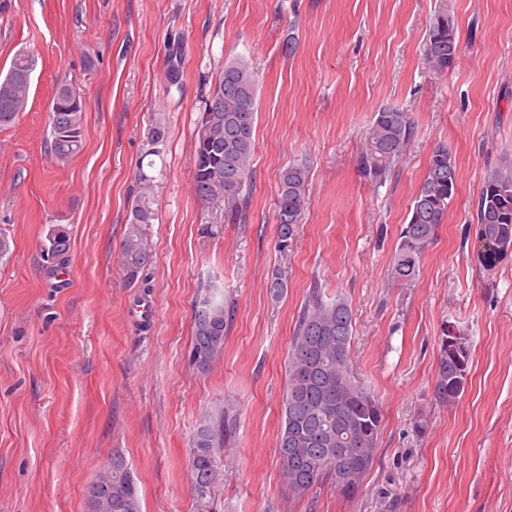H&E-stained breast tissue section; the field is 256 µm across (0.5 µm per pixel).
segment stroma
Listing matches in <instances>:
<instances>
[{
    "instance_id": "35a3bbf8",
    "label": "stroma",
    "mask_w": 512,
    "mask_h": 512,
    "mask_svg": "<svg viewBox=\"0 0 512 512\" xmlns=\"http://www.w3.org/2000/svg\"><path fill=\"white\" fill-rule=\"evenodd\" d=\"M443 1L460 55L440 74L425 42ZM20 52L36 61L29 106L0 129V512H87L84 491L116 454L141 512H512V256L486 269L468 235L485 173L512 150V0H0V74ZM230 60L258 78L240 224L193 186L197 122ZM64 81L83 89L86 111L83 148L61 168L48 113ZM385 108L408 112L415 134L376 183L360 159ZM440 142L456 159L457 195L406 288L391 256ZM301 161L309 200L283 252L279 175ZM135 205L154 218L133 284L121 250ZM53 224L71 236L55 272L39 249ZM277 276L288 290L275 299ZM316 286L348 299L354 371L383 414L352 498L326 479L298 497L280 475L288 348ZM206 288L223 298L227 326L201 372L189 354ZM448 322L469 336L471 361L445 406L433 389ZM225 411L235 426L224 474L202 496L189 441Z\"/></svg>"
}]
</instances>
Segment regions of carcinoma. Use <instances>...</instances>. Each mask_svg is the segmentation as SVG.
Instances as JSON below:
<instances>
[{
    "label": "carcinoma",
    "instance_id": "cac0c4a2",
    "mask_svg": "<svg viewBox=\"0 0 512 512\" xmlns=\"http://www.w3.org/2000/svg\"><path fill=\"white\" fill-rule=\"evenodd\" d=\"M459 41L455 23L445 6L439 7L429 26L426 59L443 74L455 66ZM35 67V59L17 54L5 77H17ZM215 92L204 102L207 121L198 120L195 144L194 189L202 201L221 199L227 203L226 218L245 219L254 177L255 117L257 83L253 71L243 62L224 64L217 76ZM70 84L54 91L60 111L49 112L50 150L56 162L68 164L81 150L85 106L66 109L64 95ZM31 86L16 82V102L0 103V128L13 125L25 111ZM415 127L409 113L396 108L377 112L366 134L361 164L365 176L380 181L405 152ZM456 162L446 143L434 146L411 204L407 223L401 225L391 259L394 281L410 287L420 276L422 260L437 237L440 224L455 200ZM308 199L307 167L293 164L280 174L276 221L280 247H288L300 223ZM151 213L137 205L130 211L128 232L122 247L123 267L129 282L150 261V250L141 226L150 223ZM476 232L485 241L481 262L495 266L504 254L493 244L512 238V151H505L485 174L476 204ZM44 262L61 267L70 251L68 229L55 224L40 245ZM226 316L224 303L203 297L194 314L192 363L205 371L224 351ZM453 326L443 327L438 337L437 375L434 400L450 405L464 392L471 357L469 342L448 350ZM353 336L352 310L338 295L331 301L314 287L296 321L287 360V389L283 398L278 461L283 480L296 496L306 494L326 473L334 484L347 477L360 487L372 467L382 424V410L374 392L353 373L350 343ZM234 423L224 414L203 424L192 441L191 478L203 493L216 482L218 459L224 439ZM87 512H141L138 488L125 460L115 455L106 472L85 490Z\"/></svg>",
    "mask_w": 512,
    "mask_h": 512
}]
</instances>
